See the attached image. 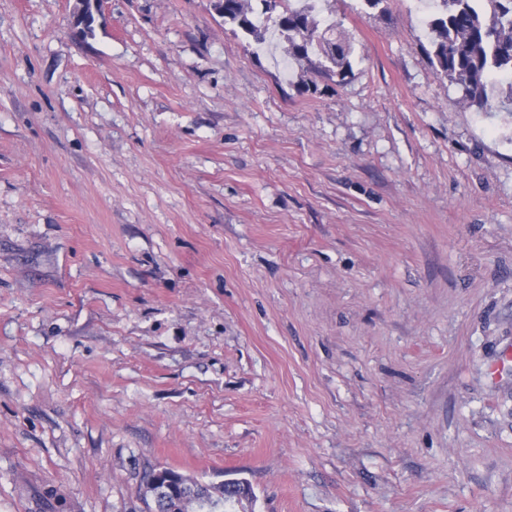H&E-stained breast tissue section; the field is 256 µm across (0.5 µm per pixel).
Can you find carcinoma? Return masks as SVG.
Instances as JSON below:
<instances>
[{
	"label": "carcinoma",
	"mask_w": 512,
	"mask_h": 512,
	"mask_svg": "<svg viewBox=\"0 0 512 512\" xmlns=\"http://www.w3.org/2000/svg\"><path fill=\"white\" fill-rule=\"evenodd\" d=\"M219 0L216 9L224 23L236 26L251 47L267 39L273 29L287 43L286 52L306 67L311 77L306 92L318 91V82L342 83L351 67L350 47L336 38V26L319 27L300 0ZM432 63L440 75L462 92V102L480 109L492 107V85L505 78L512 105V0H436L430 15ZM144 485L157 496L145 501L148 512H198L190 495H206L212 512H231L236 502L224 484H209L168 468H154Z\"/></svg>",
	"instance_id": "obj_1"
}]
</instances>
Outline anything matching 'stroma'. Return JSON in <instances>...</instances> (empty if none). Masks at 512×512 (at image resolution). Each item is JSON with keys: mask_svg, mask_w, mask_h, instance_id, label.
I'll list each match as a JSON object with an SVG mask.
<instances>
[{"mask_svg": "<svg viewBox=\"0 0 512 512\" xmlns=\"http://www.w3.org/2000/svg\"><path fill=\"white\" fill-rule=\"evenodd\" d=\"M0 0V512H512V112L416 0H331L343 84L215 0ZM146 485L145 504L148 512H200L189 495H206L214 502V509L208 512H229L233 511L236 502L233 492L226 491L224 496V483L209 484L197 478L185 476L168 468H154L148 471L144 477ZM170 480V484L165 482ZM157 491V496L151 502L147 497V489L152 486ZM169 491L166 487H171Z\"/></svg>", "mask_w": 512, "mask_h": 512, "instance_id": "1", "label": "stroma"}]
</instances>
